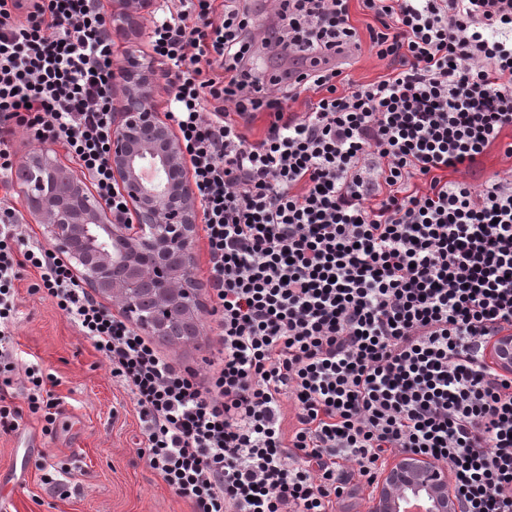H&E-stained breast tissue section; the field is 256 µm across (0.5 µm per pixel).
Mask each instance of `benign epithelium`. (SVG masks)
I'll list each match as a JSON object with an SVG mask.
<instances>
[{"label":"benign epithelium","mask_w":512,"mask_h":512,"mask_svg":"<svg viewBox=\"0 0 512 512\" xmlns=\"http://www.w3.org/2000/svg\"><path fill=\"white\" fill-rule=\"evenodd\" d=\"M157 6V0H111L106 21L113 33L123 35L141 28ZM117 78L123 96L113 114L109 160L129 216L117 220L81 178L60 165L55 147L30 157L34 169L18 190L58 253L76 260L83 284L103 297H118L121 315L143 334L164 336L176 321L196 325L200 320L194 245L201 205L187 176L182 141L155 108L158 65L130 47ZM147 156L168 172L165 185L146 179ZM105 234L112 238L108 250L100 244ZM489 352L512 368V335L494 337ZM408 499L419 501L423 512H460L447 467L412 453L384 468L370 512H403Z\"/></svg>","instance_id":"7a95c632"}]
</instances>
